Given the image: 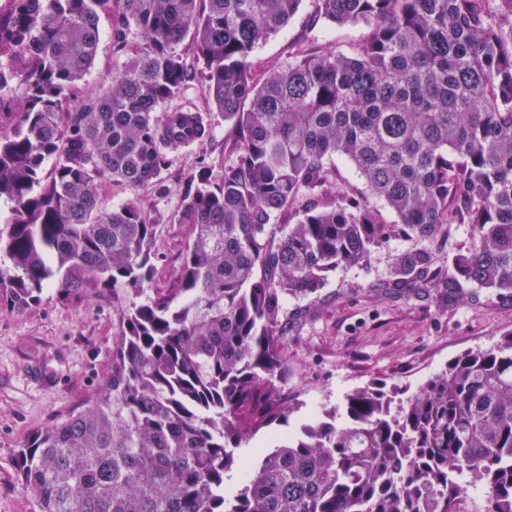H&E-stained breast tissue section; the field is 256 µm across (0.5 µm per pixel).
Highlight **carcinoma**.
Returning <instances> with one entry per match:
<instances>
[{"label": "carcinoma", "instance_id": "carcinoma-1", "mask_svg": "<svg viewBox=\"0 0 512 512\" xmlns=\"http://www.w3.org/2000/svg\"><path fill=\"white\" fill-rule=\"evenodd\" d=\"M301 2L12 0L0 15V55L14 62L0 110L19 113L0 137L12 204L0 306L28 309L56 287L107 293L117 317L98 392L20 450L41 512H458L471 486L483 512H512V333L403 399L364 386L254 457L235 453L290 412L285 301L318 296L328 273L386 241L374 202L412 237L470 225L453 273L433 280L512 290V0H311L316 19L362 27L358 40L258 73V44ZM109 9L112 50L129 61L66 109ZM188 35L237 157L188 180L177 287L139 302L156 225L133 202L103 208L99 187L149 184L166 152L205 138L196 110L154 119L190 77L176 50ZM15 83L16 104L4 94ZM335 157L363 187L328 198ZM430 266L422 249L400 253L394 284L418 288Z\"/></svg>", "mask_w": 512, "mask_h": 512}]
</instances>
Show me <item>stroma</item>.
<instances>
[{
  "label": "stroma",
  "mask_w": 512,
  "mask_h": 512,
  "mask_svg": "<svg viewBox=\"0 0 512 512\" xmlns=\"http://www.w3.org/2000/svg\"><path fill=\"white\" fill-rule=\"evenodd\" d=\"M101 43L95 63L77 96L105 89L128 57L112 50V14L100 15ZM360 27L336 28L314 19L310 0L277 33L260 42L255 62L265 68L287 65L299 47L347 51ZM177 50L194 72L156 119L176 109L201 112L209 137L169 154L159 179L138 189L107 181L99 190L103 207L135 202L156 226L154 272L142 293L153 298L175 287L189 225L178 223L184 187L192 176L219 171L235 159L224 142V116L203 92L204 66L192 39ZM379 212L387 242L367 262L329 273L318 297L288 298L287 335L282 356L288 377L282 390L290 406L289 426L312 411L342 403L354 389L371 382L413 389L441 371L458 353L491 347L512 333V291L463 285L447 291L392 286L396 255L417 247L430 253L433 267L447 270L452 258L470 244L469 225L451 224L437 236L416 239L401 231L387 208ZM116 317L112 300L101 295L80 302L47 290L41 302L23 311L0 307V512H40L37 500L20 481L16 459L30 433L51 425L96 393L112 362Z\"/></svg>",
  "instance_id": "1"
}]
</instances>
